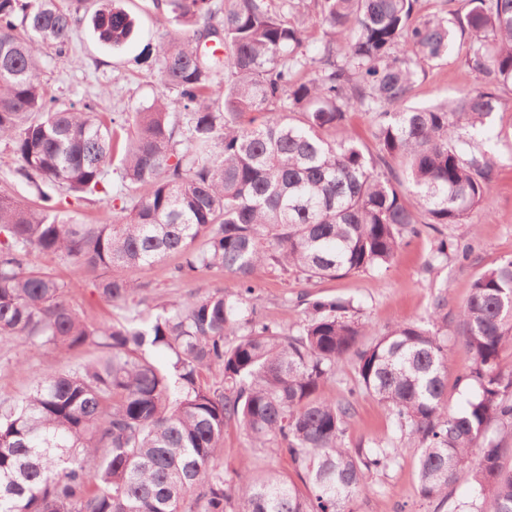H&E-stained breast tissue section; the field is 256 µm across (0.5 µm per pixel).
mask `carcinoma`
I'll return each instance as SVG.
<instances>
[{"instance_id":"carcinoma-1","label":"carcinoma","mask_w":512,"mask_h":512,"mask_svg":"<svg viewBox=\"0 0 512 512\" xmlns=\"http://www.w3.org/2000/svg\"><path fill=\"white\" fill-rule=\"evenodd\" d=\"M303 2L153 0L192 32L146 46L135 64L176 91L182 111L157 97L107 112L58 106L42 78V46L64 55L80 5L0 0V140L37 191L33 204L0 193V335L24 349L100 351L0 407V512H351L395 448L389 438L366 451L344 445L353 403L326 390L344 362L400 437L420 445L422 499L444 501L467 469L473 485L456 512H512V472L485 441L492 422L512 426V367L502 365L512 257L473 281L462 311L474 394L458 410L445 400L440 330L404 320L363 346L350 302L317 298L288 334L259 318L251 282L262 265L306 281L380 270L420 227L460 224L487 204L496 161L471 130L512 85V0H465L462 15L419 22L417 0H315L316 57L294 13ZM92 25L113 48L133 31L114 0ZM459 33L474 88L408 105L419 73L447 59ZM355 105L374 110V153L346 135ZM45 186L121 205L110 224H64ZM33 251L95 273L108 304L136 303L133 275L171 255L174 277L220 269L239 291L191 293L142 328L91 324L64 283L30 264ZM159 348L170 352L164 366ZM214 371L222 384L208 381ZM229 423L288 457L304 487L279 471L227 481L213 460Z\"/></svg>"}]
</instances>
